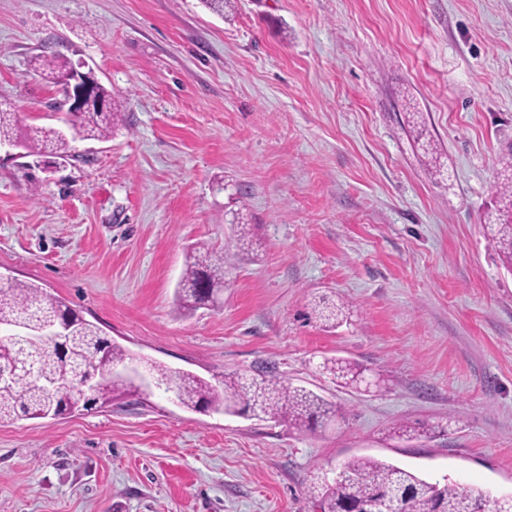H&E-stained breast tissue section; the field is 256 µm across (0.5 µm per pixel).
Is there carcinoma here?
<instances>
[{"mask_svg": "<svg viewBox=\"0 0 512 512\" xmlns=\"http://www.w3.org/2000/svg\"><path fill=\"white\" fill-rule=\"evenodd\" d=\"M42 66L55 85L68 70L69 63L57 56H44ZM98 91L106 101V111L66 113L68 132L53 127L32 130L29 136L17 131L15 113L0 107V144L22 146L31 153L65 157L71 143L80 140H105L122 121L112 92L103 85ZM488 245L498 254L503 266L512 272V150L500 162L494 191L493 211L484 224ZM231 254L206 251L191 254L179 288V310L190 313L209 302L206 289L224 284V267ZM45 322L67 324L73 331L68 350L40 340L0 341V365L12 376L11 384L0 387V423L20 416L40 415L53 404L74 408L75 390L83 379L110 374L105 382L88 392L82 408L106 404L122 395H136L139 386L116 369L128 359L126 351L100 334L97 326L80 317L61 299L35 284L14 282L0 288V327L25 325L37 328ZM324 367L346 387H360L366 381L365 369L345 359H331ZM150 373L158 388L167 387L177 377V397L189 409L207 408L234 415L256 409L261 417L286 420L302 427L325 425L335 415L322 397L304 388L285 385L276 378L224 377V390H217L205 379L185 372L178 376L169 369L150 364ZM436 432L434 427H414L402 422L393 427V435L408 441ZM379 497L391 500L394 512H512V494L488 501L456 483L436 485L417 473L374 457H355L346 461L336 478L324 480L317 489L320 512H351L359 505Z\"/></svg>", "mask_w": 512, "mask_h": 512, "instance_id": "obj_1", "label": "carcinoma"}]
</instances>
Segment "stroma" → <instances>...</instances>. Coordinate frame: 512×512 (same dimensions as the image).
Masks as SVG:
<instances>
[{"mask_svg":"<svg viewBox=\"0 0 512 512\" xmlns=\"http://www.w3.org/2000/svg\"><path fill=\"white\" fill-rule=\"evenodd\" d=\"M53 51L123 122L54 163L0 150V275L131 357L217 387L272 375L337 418L311 433L156 389L0 423V512H316L313 483L363 456L512 494V273L482 229L512 145V0H0L20 128L62 124L34 67ZM194 247L234 258L218 304L184 315ZM336 357L379 387L337 386ZM401 422L443 431L405 442Z\"/></svg>","mask_w":512,"mask_h":512,"instance_id":"obj_1","label":"stroma"}]
</instances>
